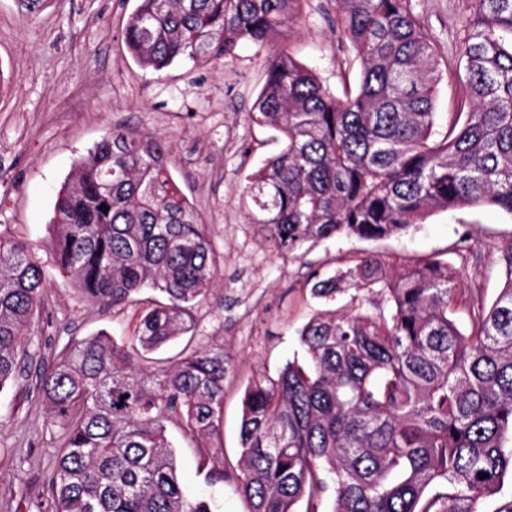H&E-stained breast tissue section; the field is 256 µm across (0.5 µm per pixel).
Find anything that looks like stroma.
Listing matches in <instances>:
<instances>
[{
	"instance_id": "stroma-1",
	"label": "stroma",
	"mask_w": 512,
	"mask_h": 512,
	"mask_svg": "<svg viewBox=\"0 0 512 512\" xmlns=\"http://www.w3.org/2000/svg\"><path fill=\"white\" fill-rule=\"evenodd\" d=\"M138 0H53L29 14L0 0V235L26 242L42 262L44 295L27 347L31 367L0 393V512H36L46 499L62 429L37 387L40 364L72 340L104 332L132 336L154 297L146 291L116 307L86 302L54 260L47 225L75 164L112 127L163 139L170 171L210 229L221 257L207 296L195 307V347L220 345L233 362L224 378V422L207 452L169 427L178 476L189 498L210 497L215 512H249L229 485L210 483L204 463L236 469L247 385L277 377L303 360L298 332L325 307L351 311L348 297L325 304L310 292L312 270L352 266L365 252L395 264L435 260L455 270L462 296L492 302L506 279L498 256L512 243V216L490 206L440 212L407 232L379 240L344 234L292 258L275 257L238 194L248 175L283 147L254 125L251 106L264 83L268 51L241 44L233 58L178 62L157 72L126 50L123 32ZM414 12L440 50L437 112H465L470 100L455 70L468 0H413ZM333 0H305L289 48L333 92L356 86L360 66L333 24ZM466 249H459V241Z\"/></svg>"
}]
</instances>
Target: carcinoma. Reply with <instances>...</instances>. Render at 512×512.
Returning a JSON list of instances; mask_svg holds the SVG:
<instances>
[{"mask_svg":"<svg viewBox=\"0 0 512 512\" xmlns=\"http://www.w3.org/2000/svg\"><path fill=\"white\" fill-rule=\"evenodd\" d=\"M303 0H139L123 39L162 71L263 50L291 32ZM336 29L361 66L339 97L289 51L268 59L249 117L283 149L239 194L249 223L280 258L346 233L383 239L439 210L490 205L512 216V0H470L456 48L471 100L435 112L438 51L412 0H336ZM108 210L101 209V205ZM59 268L86 301L114 306L145 288L129 339L75 341L40 376L67 433L51 512H213L188 500L169 425L206 443L220 434L224 347L186 348L142 371L146 354L192 331L219 265L208 225L174 181L164 142L112 129L74 168L49 220ZM509 278L487 304L462 302L439 262L361 256L336 276L310 272L311 294L368 296L369 307L320 315L300 331L307 366L287 363L243 398L238 472L209 473L250 512H482L512 478V243ZM44 288L29 248L0 236V392L26 356ZM465 305L468 332L452 315ZM486 478H481V475Z\"/></svg>","mask_w":512,"mask_h":512,"instance_id":"1","label":"carcinoma"}]
</instances>
